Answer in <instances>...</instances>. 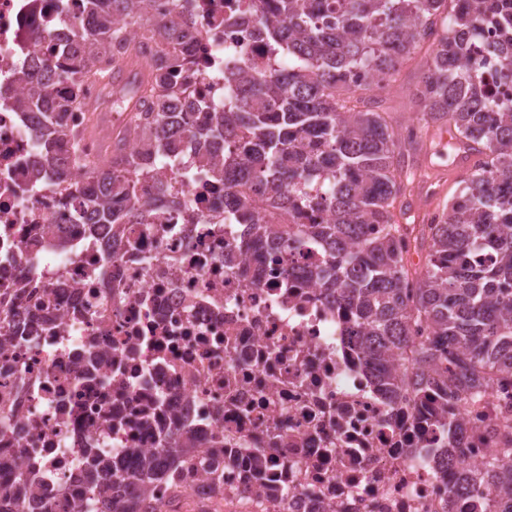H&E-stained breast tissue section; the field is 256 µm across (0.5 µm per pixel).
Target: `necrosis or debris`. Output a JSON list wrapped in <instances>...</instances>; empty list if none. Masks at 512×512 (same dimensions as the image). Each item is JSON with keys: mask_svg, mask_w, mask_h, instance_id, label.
I'll use <instances>...</instances> for the list:
<instances>
[{"mask_svg": "<svg viewBox=\"0 0 512 512\" xmlns=\"http://www.w3.org/2000/svg\"><path fill=\"white\" fill-rule=\"evenodd\" d=\"M248 0H191V100L224 98L239 50L268 46ZM83 0H0V499L10 463L42 486L52 512L85 491V460H126L186 439L223 476L191 470L200 499L224 482V512H443L452 471L443 401L379 390L344 338L346 316L304 276L319 252L290 255L293 278L241 244L224 221V181L167 172L157 224L115 231L77 223L95 175L35 178L31 116L17 103L34 40L59 50ZM490 405L460 413L465 462L482 469L512 374L488 381Z\"/></svg>", "mask_w": 512, "mask_h": 512, "instance_id": "1", "label": "necrosis or debris"}]
</instances>
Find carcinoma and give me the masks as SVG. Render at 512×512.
<instances>
[{
    "mask_svg": "<svg viewBox=\"0 0 512 512\" xmlns=\"http://www.w3.org/2000/svg\"><path fill=\"white\" fill-rule=\"evenodd\" d=\"M87 18L65 35L59 54L43 58L45 70L30 81L54 80L20 100L34 114L39 147L36 175L64 183L76 169L97 172L96 193L76 199L82 224H153L154 200L140 194L139 175L176 167L173 141L202 143L193 164L224 175V212L249 224L253 242L270 253L275 271L294 268L284 256L313 247L324 254L310 277L337 308L359 325L357 352L394 393L386 368L410 351L424 331L409 381L416 392L444 398L448 436L459 429L461 408L485 396L486 377L512 370V97L495 95L469 67L472 45L487 33L499 57L495 80L512 84V0H251L252 13L275 54L277 67L251 73L224 69V106L209 126L184 130L171 113L210 108L205 101H175L178 78L191 71L183 51L190 21L182 7L133 40L115 16H135L150 0H86ZM432 42L431 62L417 84L421 128L448 124L453 147L472 158L460 193L448 211L416 228L394 220L392 207L406 196L413 173L404 153L418 144L403 139L377 93L392 89L422 42ZM110 51L126 60L107 74L95 67ZM100 84L104 97L132 113L131 124L111 141L109 158L85 151L86 129L66 131L68 113L89 111L82 95ZM157 99L158 118L137 123L140 108ZM135 138L138 151L129 149ZM322 182L311 196L307 184ZM128 202L112 208V200ZM326 212L322 224H292L305 208ZM425 253L414 273L410 251ZM485 470L474 473L463 451L448 446L456 480L447 512L475 491H494L495 512H512V415ZM195 454L175 440L138 459L134 469L115 457L95 455L83 498L72 512H158L162 486L169 497L185 491L183 476ZM23 505L0 500V512H49L29 501L37 483L19 472Z\"/></svg>",
    "mask_w": 512,
    "mask_h": 512,
    "instance_id": "obj_1",
    "label": "carcinoma"
}]
</instances>
